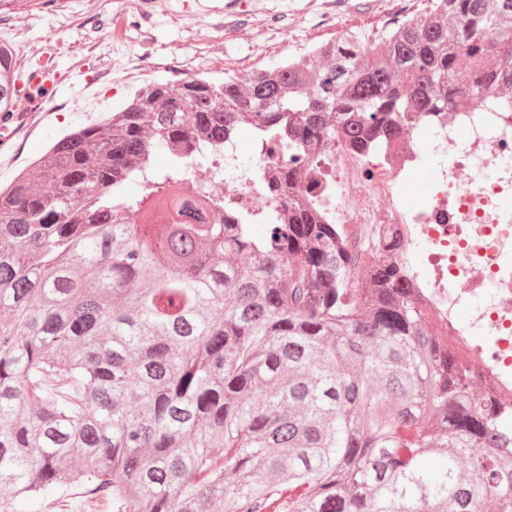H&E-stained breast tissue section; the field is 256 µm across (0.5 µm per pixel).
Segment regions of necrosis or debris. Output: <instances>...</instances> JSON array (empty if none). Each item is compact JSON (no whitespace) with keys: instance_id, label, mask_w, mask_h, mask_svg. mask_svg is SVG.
Returning a JSON list of instances; mask_svg holds the SVG:
<instances>
[{"instance_id":"obj_1","label":"necrosis or debris","mask_w":512,"mask_h":512,"mask_svg":"<svg viewBox=\"0 0 512 512\" xmlns=\"http://www.w3.org/2000/svg\"><path fill=\"white\" fill-rule=\"evenodd\" d=\"M489 95L415 113L410 130L369 152L340 135L289 150L261 129L170 149L183 158L184 197L208 195L212 223L297 206L368 263L397 235L390 259L428 322L512 402V93Z\"/></svg>"}]
</instances>
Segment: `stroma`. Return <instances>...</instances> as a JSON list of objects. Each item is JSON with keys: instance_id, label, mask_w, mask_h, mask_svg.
<instances>
[{"instance_id": "1", "label": "stroma", "mask_w": 512, "mask_h": 512, "mask_svg": "<svg viewBox=\"0 0 512 512\" xmlns=\"http://www.w3.org/2000/svg\"><path fill=\"white\" fill-rule=\"evenodd\" d=\"M353 2L354 9L324 21L316 17L312 0H247L243 6L238 0H155L149 7L147 38L115 42L109 39L108 33L118 11L125 8L126 0H108L105 14L94 21L106 34L103 48L112 65L111 85L102 88L94 85L91 69L75 64L80 54L83 18L77 16L68 23H60L53 13L52 0H0V10L9 13L11 25L31 39L55 41L51 67L57 77L54 95L43 104L37 125L20 130L10 123L0 130V135L8 139L0 147V184L9 183L17 170L41 156L51 140L97 120L128 100L137 87L124 84L123 75L133 61L145 58L153 62L150 80L183 79L185 61L195 56L198 47L212 36L213 23L229 20L235 21L236 28L218 39L214 58L200 69L205 76L220 79L228 72L253 71L289 54L306 53L350 32L373 41L387 31V24L371 7L372 0ZM268 12L294 19L295 27L290 35L292 49H284L275 32L271 33L264 52L253 49L254 25Z\"/></svg>"}]
</instances>
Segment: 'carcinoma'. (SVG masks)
Listing matches in <instances>:
<instances>
[{"label":"carcinoma","mask_w":512,"mask_h":512,"mask_svg":"<svg viewBox=\"0 0 512 512\" xmlns=\"http://www.w3.org/2000/svg\"><path fill=\"white\" fill-rule=\"evenodd\" d=\"M428 2L425 20L245 88L153 81L0 188V508L80 489L112 512H512V402L396 265L361 282L362 257L305 211L261 233L210 224L181 161L134 172L167 139L222 140L246 118L290 145L341 133L371 150L411 112L512 91V0Z\"/></svg>","instance_id":"carcinoma-1"}]
</instances>
